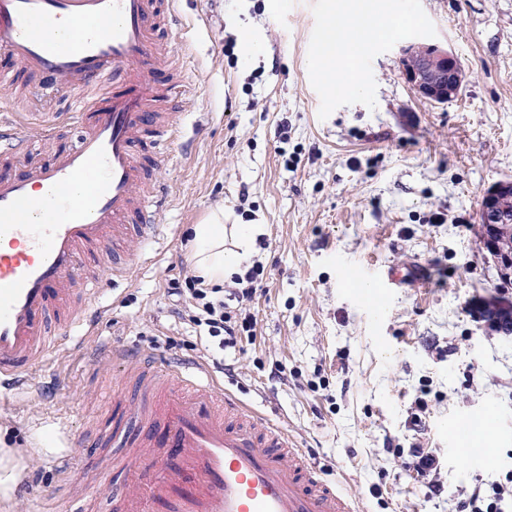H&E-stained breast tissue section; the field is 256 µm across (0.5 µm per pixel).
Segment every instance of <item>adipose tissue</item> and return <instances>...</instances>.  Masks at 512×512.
Instances as JSON below:
<instances>
[{
	"mask_svg": "<svg viewBox=\"0 0 512 512\" xmlns=\"http://www.w3.org/2000/svg\"><path fill=\"white\" fill-rule=\"evenodd\" d=\"M384 29V24L372 10L360 5L352 7L343 21L329 27L321 38L317 58L320 74L328 82L353 85L352 72L341 69V62L353 60L362 54L369 41ZM192 232L193 265L197 275L209 285H223L249 258V228L242 227L236 232L241 242L239 251L226 249L227 230L223 213H213L202 223L193 225Z\"/></svg>",
	"mask_w": 512,
	"mask_h": 512,
	"instance_id": "obj_1",
	"label": "adipose tissue"
}]
</instances>
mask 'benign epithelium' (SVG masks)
<instances>
[{
    "label": "benign epithelium",
    "mask_w": 512,
    "mask_h": 512,
    "mask_svg": "<svg viewBox=\"0 0 512 512\" xmlns=\"http://www.w3.org/2000/svg\"><path fill=\"white\" fill-rule=\"evenodd\" d=\"M400 54L407 81L425 99L446 103L464 83L465 75L458 59L446 50L409 44L400 48ZM509 198H512V180H501L485 191L480 209L483 246L504 281L512 279V244L501 235L504 225L512 223V215L504 206Z\"/></svg>",
    "instance_id": "7a95c632"
}]
</instances>
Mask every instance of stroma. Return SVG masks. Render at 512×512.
Returning a JSON list of instances; mask_svg holds the SVG:
<instances>
[{"mask_svg":"<svg viewBox=\"0 0 512 512\" xmlns=\"http://www.w3.org/2000/svg\"><path fill=\"white\" fill-rule=\"evenodd\" d=\"M394 22L354 63L353 92H331L314 59L333 0H179L175 58L157 75L181 80L183 122L165 183L157 242L126 279L100 275L99 321L34 370L0 404V448L20 472L0 512H64L48 466L67 452L87 464L108 414L98 389L139 394L119 369L92 366L113 341L170 359H224L213 377L284 425L360 512H455L474 489H512V335L490 319L512 310L483 249L484 191L512 180V0H371ZM235 40L233 56L224 44ZM435 44L466 72L443 104L417 96L399 49ZM9 102L30 136L64 108L61 93L17 98L39 77L16 68ZM248 224L264 289L243 306L255 339L243 349L201 346L171 315L172 279L191 270L187 229L215 210ZM401 272L388 288L379 275ZM488 413L493 463L448 444L461 417ZM434 459L424 478L414 450Z\"/></svg>","mask_w":512,"mask_h":512,"instance_id":"stroma-1","label":"stroma"}]
</instances>
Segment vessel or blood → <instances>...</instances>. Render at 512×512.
I'll list each match as a JSON object with an SVG mask.
<instances>
[{"instance_id": "obj_1", "label": "vessel or blood", "mask_w": 512, "mask_h": 512, "mask_svg": "<svg viewBox=\"0 0 512 512\" xmlns=\"http://www.w3.org/2000/svg\"><path fill=\"white\" fill-rule=\"evenodd\" d=\"M178 0H0V53L69 89L62 117L69 145L41 155L9 109L0 110V389L11 392L87 323L98 271L121 278L130 246L155 237L164 190L152 181L164 144L180 125L154 80L171 42ZM108 98L91 95L106 76ZM121 363L143 399L137 425L113 423L92 462L99 478L124 476L113 512H358L326 481L287 430L174 366L111 342L90 359ZM476 419L458 420L449 443L468 461L490 452L466 445ZM52 463L68 482L67 512H93L66 455Z\"/></svg>"}]
</instances>
